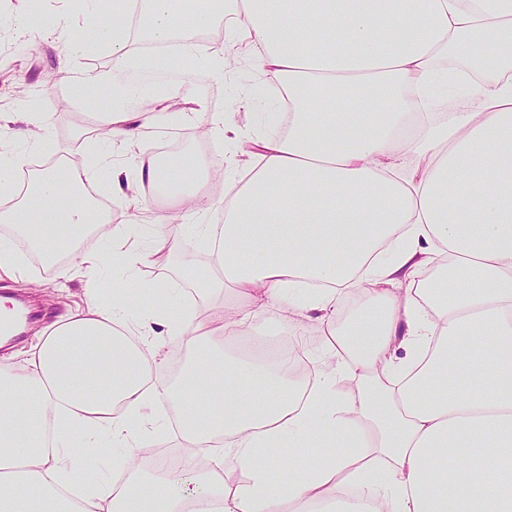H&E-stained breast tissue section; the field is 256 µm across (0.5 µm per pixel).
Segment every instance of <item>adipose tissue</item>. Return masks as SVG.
<instances>
[{"instance_id":"adipose-tissue-1","label":"adipose tissue","mask_w":512,"mask_h":512,"mask_svg":"<svg viewBox=\"0 0 512 512\" xmlns=\"http://www.w3.org/2000/svg\"><path fill=\"white\" fill-rule=\"evenodd\" d=\"M102 16L72 30L75 62L108 42L112 68L85 75L82 100L108 104L110 148L83 167L49 169L19 191L28 148L0 152V223L47 259L79 255L83 311L60 318L22 362L0 358V512H512V0H75ZM225 39L277 78L288 121L250 137L230 176L224 221L195 184L218 167L181 155L116 164L151 129L182 123L233 140L227 112L202 100L129 107L114 73L147 70L132 34L179 41L224 14ZM464 87L471 107L454 94ZM107 175L150 244L111 226L81 194ZM191 202L183 235L148 195ZM95 229L105 249L77 252ZM202 242L199 319L166 283L130 292L141 267ZM239 289L234 319L225 287ZM288 308L279 332L324 341L296 376L288 351L266 357L256 322ZM181 339L177 382H152L163 338ZM357 381L356 391L343 387ZM178 424L181 470L141 474L136 452ZM319 449L299 467L282 446ZM111 459L116 477L87 483ZM245 476L228 486L224 463Z\"/></svg>"}]
</instances>
